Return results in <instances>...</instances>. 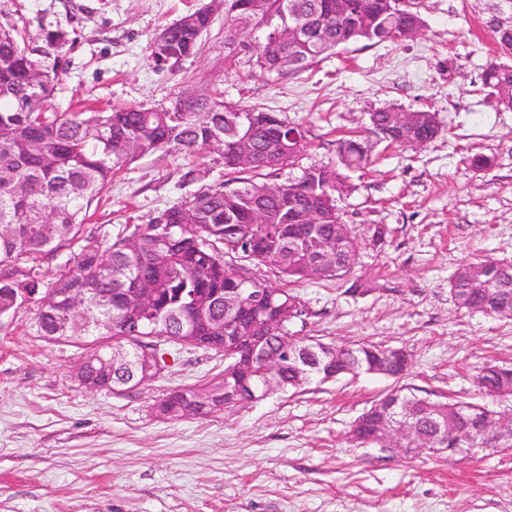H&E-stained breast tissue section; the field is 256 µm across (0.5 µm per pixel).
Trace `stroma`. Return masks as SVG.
I'll return each mask as SVG.
<instances>
[{
    "instance_id": "stroma-1",
    "label": "stroma",
    "mask_w": 512,
    "mask_h": 512,
    "mask_svg": "<svg viewBox=\"0 0 512 512\" xmlns=\"http://www.w3.org/2000/svg\"><path fill=\"white\" fill-rule=\"evenodd\" d=\"M208 2L0 0V24L58 66L52 111L161 110L194 89L276 113L303 130L306 146L265 176L271 185L336 165L339 139L362 130L370 112L436 111L430 142L378 146L371 165L348 171L335 205L360 241L358 263L341 278L297 284L309 316L293 329L328 343L405 348L408 384L512 406L475 383L485 364L512 362V319L460 309L448 292L463 263H512V111L497 107L481 80L496 54L488 0H421V34L360 43L301 73H263L244 55L225 64L219 10L197 54L157 65L155 34ZM52 31L68 42L47 56ZM477 153L490 168L471 167ZM229 177L212 150L165 148L114 175L88 227L116 237ZM373 224L386 228L383 243H373ZM31 317L24 307L0 319V512H512V449L403 457L352 441L354 421L391 379L313 383L230 412L166 420L154 402L209 381L224 368L222 354L167 344L166 368L149 384L90 392L74 377L83 349L36 336Z\"/></svg>"
}]
</instances>
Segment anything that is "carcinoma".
<instances>
[{"instance_id": "obj_1", "label": "carcinoma", "mask_w": 512, "mask_h": 512, "mask_svg": "<svg viewBox=\"0 0 512 512\" xmlns=\"http://www.w3.org/2000/svg\"><path fill=\"white\" fill-rule=\"evenodd\" d=\"M253 12L229 14L230 25L263 32L277 17L281 0H256ZM300 37L273 46L259 40L250 62L270 72V62L284 53L296 60L288 71H305L342 46L381 44L409 36L413 18L393 10L392 0H297ZM189 28L175 26L172 39L194 54L211 18L197 10L183 16ZM498 56L482 75V84L497 104L512 110V27L493 26ZM13 26H0V318L28 305L23 291L61 294L72 288H97L101 293L121 288H152L156 300L149 311L119 307L107 314L90 301L87 327L74 333L59 308L34 306L36 334L54 342L85 344L90 361L75 372L80 384L91 381L98 389L123 394L158 377L165 368L160 346L167 343L224 353V371L208 382L179 390L154 407L166 419L204 417L224 405V382L246 376L262 384L264 365L241 364L235 353L234 332L239 306L224 302L217 288L270 287L250 266L263 265L290 283L341 276L358 260V242L340 221L334 196L348 188L336 167L314 166L281 195L255 200L257 182L204 185L165 210L150 224H135L116 238L85 234L88 212L112 181V176L135 159L174 145L186 151L208 147L224 156V167L258 177L294 161L304 143L270 136V123H284L271 112L224 103L220 94L182 97L184 111L129 107L94 112L26 110L22 103L36 96L43 103L58 82L54 68H44L36 84L30 73L40 65L19 42ZM281 72V69L274 70ZM253 118L250 145L259 165L241 167L224 155V142L237 135L243 117ZM417 135L431 139L438 127L429 110L411 113ZM405 145L389 108L369 113L367 136L339 141L338 160L346 168L369 163L377 143ZM265 209L258 223L255 205ZM273 231V242L237 267L234 278L224 276L225 258L237 257L243 235ZM70 257L52 272L44 270L64 252ZM456 305L469 312L512 317V264L494 259L461 266L448 283ZM290 322L269 317L262 327L266 352L281 355L277 377L268 394L284 393L313 381L335 363L339 377L361 373L399 382L409 369L396 374L391 350L373 342L350 345L326 343L314 336L290 332ZM118 350L125 360L112 363ZM288 350L291 355L283 354ZM482 392L512 397V366L489 364L477 376ZM399 398L394 415L431 441L444 436L443 420L450 402L433 400L399 384L390 390ZM490 410L465 403L462 421L452 442L465 450L495 448L484 433Z\"/></svg>"}]
</instances>
